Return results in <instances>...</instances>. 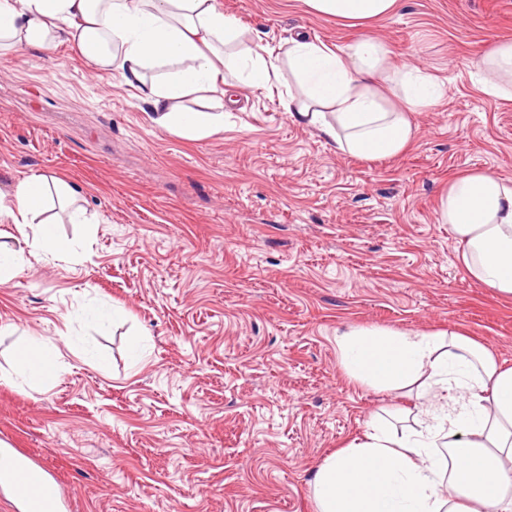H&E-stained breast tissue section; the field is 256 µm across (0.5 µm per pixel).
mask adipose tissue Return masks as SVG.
I'll list each match as a JSON object with an SVG mask.
<instances>
[{"label":"adipose tissue","instance_id":"obj_1","mask_svg":"<svg viewBox=\"0 0 512 512\" xmlns=\"http://www.w3.org/2000/svg\"><path fill=\"white\" fill-rule=\"evenodd\" d=\"M313 13L354 23L388 17L397 0H303ZM241 35L238 20L216 0H0V52L74 43L99 72L120 70L166 130L195 140L224 126L229 80L264 88L280 68L262 52L225 55ZM489 97L512 92V42L475 62ZM295 78L281 91L299 122L317 128L340 150L367 159L401 154L415 139L412 114L428 110L442 89L419 68L393 65L386 44L370 37L339 50L297 37L288 49ZM195 91L213 94V109L185 108ZM85 223L72 186L34 174L0 203L18 231L32 230L28 247L0 242V284L25 264L26 249L73 255L42 214L49 200ZM442 223L461 247L467 272L512 297V179L482 169L459 173L439 199ZM341 363L362 385L429 393L417 427L372 426L363 439L328 454L313 482L316 512H512V368L503 367L457 331L420 334L391 328L353 329L338 341ZM15 368L29 381L56 376V353L31 341ZM448 450L440 456L438 447Z\"/></svg>","mask_w":512,"mask_h":512}]
</instances>
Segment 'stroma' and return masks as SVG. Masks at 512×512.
I'll return each instance as SVG.
<instances>
[{
	"label": "stroma",
	"instance_id": "stroma-1",
	"mask_svg": "<svg viewBox=\"0 0 512 512\" xmlns=\"http://www.w3.org/2000/svg\"><path fill=\"white\" fill-rule=\"evenodd\" d=\"M218 4L262 33L281 82L289 39L369 36L443 94L405 152L366 160L275 88L236 91L223 130L190 140L66 39L0 56V193L44 173L90 218L49 205L83 250L32 252L0 285V439L60 479L71 512H315L325 456L425 404L347 375L351 328L459 330L512 367V298L467 274L438 213L458 173L512 178V99L483 95L472 66L512 40V0H398L362 26L301 0ZM96 301L113 323L78 318ZM32 337L56 348L43 386L12 375Z\"/></svg>",
	"mask_w": 512,
	"mask_h": 512
}]
</instances>
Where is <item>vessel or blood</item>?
<instances>
[{
  "label": "vessel or blood",
  "mask_w": 512,
  "mask_h": 512,
  "mask_svg": "<svg viewBox=\"0 0 512 512\" xmlns=\"http://www.w3.org/2000/svg\"><path fill=\"white\" fill-rule=\"evenodd\" d=\"M0 482L27 505V512H59L65 501L62 487L47 469L16 448H0Z\"/></svg>",
  "instance_id": "vessel-or-blood-1"
}]
</instances>
